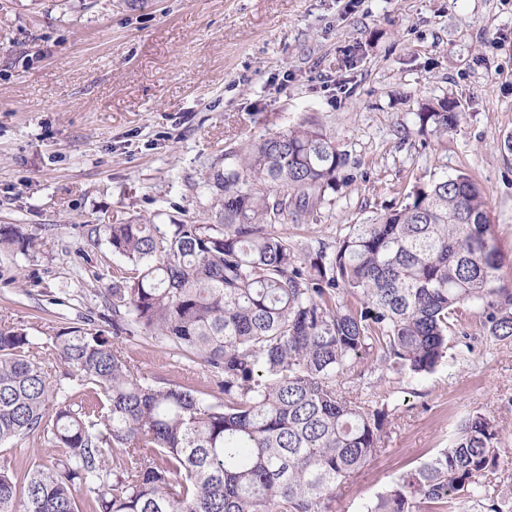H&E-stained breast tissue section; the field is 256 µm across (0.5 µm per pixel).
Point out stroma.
<instances>
[{
	"mask_svg": "<svg viewBox=\"0 0 512 512\" xmlns=\"http://www.w3.org/2000/svg\"><path fill=\"white\" fill-rule=\"evenodd\" d=\"M443 99L458 128L419 133L421 104ZM305 121L347 164L311 223L285 224L300 252L462 170L488 197L512 287V0H0V225L38 240L0 251V328L39 343L62 327L111 330L122 261L91 228L217 222L214 174ZM122 346L143 380L219 398L166 343L135 332ZM360 368V394L388 409L387 440L331 512H357L473 412L502 428L494 493H512V341L472 313L431 374Z\"/></svg>",
	"mask_w": 512,
	"mask_h": 512,
	"instance_id": "obj_1",
	"label": "stroma"
}]
</instances>
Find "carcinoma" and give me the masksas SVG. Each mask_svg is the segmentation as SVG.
Returning a JSON list of instances; mask_svg holds the SVG:
<instances>
[{
  "mask_svg": "<svg viewBox=\"0 0 512 512\" xmlns=\"http://www.w3.org/2000/svg\"><path fill=\"white\" fill-rule=\"evenodd\" d=\"M437 138L462 113L448 101L416 113ZM346 157L315 122L247 144L215 175L222 221L106 224L127 269L112 283V335L67 327L46 336L64 368L50 380L40 344L0 329V445L39 436L49 462H0V512H325L336 487L383 449L387 409L352 396L362 360L423 376L474 309L512 337V290L488 200L465 172L407 194L401 209L351 224L304 257L279 227L336 190ZM36 238L0 226L20 253ZM141 331L209 369L224 395L140 379L122 335ZM502 434L473 414L451 444L357 512H454L486 501ZM112 463H107V459Z\"/></svg>",
  "mask_w": 512,
  "mask_h": 512,
  "instance_id": "cac0c4a2",
  "label": "carcinoma"
}]
</instances>
